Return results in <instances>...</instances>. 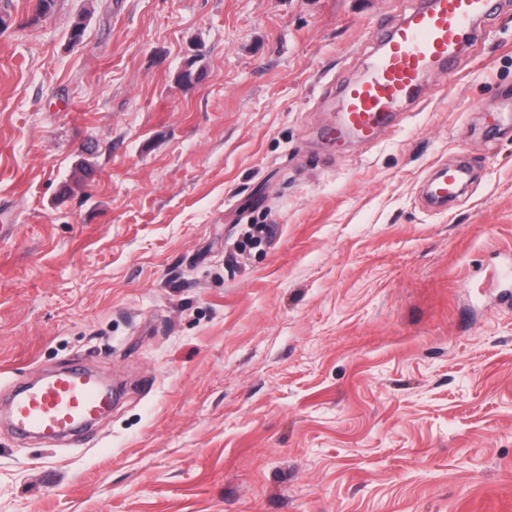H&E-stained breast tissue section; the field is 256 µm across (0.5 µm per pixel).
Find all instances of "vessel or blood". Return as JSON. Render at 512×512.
<instances>
[{
    "mask_svg": "<svg viewBox=\"0 0 512 512\" xmlns=\"http://www.w3.org/2000/svg\"><path fill=\"white\" fill-rule=\"evenodd\" d=\"M502 6V0H414L395 23L376 30L371 65L362 79L344 86L342 113L323 130V139L339 145L350 134L375 140L426 75L458 74L466 48L479 37L480 22ZM466 175L462 165L441 169L429 183L428 203L447 206ZM111 405V390L96 375L73 367L40 384L19 386L12 417L20 433L50 443L90 426Z\"/></svg>",
    "mask_w": 512,
    "mask_h": 512,
    "instance_id": "b4317fda",
    "label": "vessel or blood"
}]
</instances>
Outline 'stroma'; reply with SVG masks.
<instances>
[{
  "mask_svg": "<svg viewBox=\"0 0 512 512\" xmlns=\"http://www.w3.org/2000/svg\"><path fill=\"white\" fill-rule=\"evenodd\" d=\"M36 4L0 0V512H512V5L333 147L407 0ZM75 363L111 414L17 438L14 381ZM467 175L464 165L448 166L435 175L428 187L427 201L434 207H447L448 200L456 196L457 185Z\"/></svg>",
  "mask_w": 512,
  "mask_h": 512,
  "instance_id": "35a3bbf8",
  "label": "stroma"
}]
</instances>
